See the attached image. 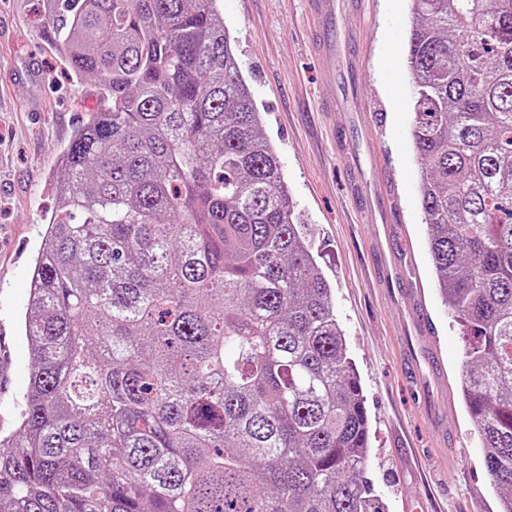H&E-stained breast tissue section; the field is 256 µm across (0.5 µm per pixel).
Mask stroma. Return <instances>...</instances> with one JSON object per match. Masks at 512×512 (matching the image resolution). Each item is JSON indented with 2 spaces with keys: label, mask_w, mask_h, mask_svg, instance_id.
Masks as SVG:
<instances>
[{
  "label": "stroma",
  "mask_w": 512,
  "mask_h": 512,
  "mask_svg": "<svg viewBox=\"0 0 512 512\" xmlns=\"http://www.w3.org/2000/svg\"><path fill=\"white\" fill-rule=\"evenodd\" d=\"M241 70L277 150L288 192L305 219L315 257L333 288L346 352L360 377L371 421L368 473L387 512H500L501 492L457 387L465 357L461 327L437 288L429 231L418 198L412 140L416 115L405 55L408 0H373L358 19L369 36L359 96L365 113L327 112L336 93L313 47L307 0H221ZM42 0H0V435L15 428L31 359L22 323L34 260L56 206L51 180L61 150L105 102L93 81L76 80L42 27ZM343 125L338 155L334 125ZM362 193L396 192L377 224ZM405 272L379 279L381 256ZM431 319L413 345L428 363L410 376L400 347L408 307ZM432 413L427 424L424 413Z\"/></svg>",
  "instance_id": "stroma-1"
}]
</instances>
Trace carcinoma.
<instances>
[{"label":"carcinoma","instance_id":"carcinoma-1","mask_svg":"<svg viewBox=\"0 0 512 512\" xmlns=\"http://www.w3.org/2000/svg\"><path fill=\"white\" fill-rule=\"evenodd\" d=\"M220 0H44L107 106L62 151L0 512H386L331 288ZM420 204L512 512V0H409Z\"/></svg>","mask_w":512,"mask_h":512}]
</instances>
